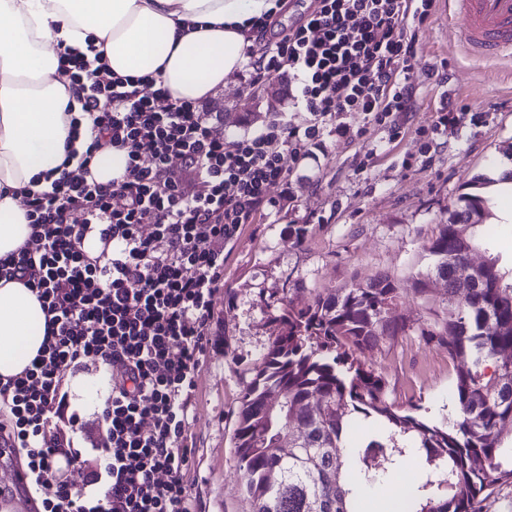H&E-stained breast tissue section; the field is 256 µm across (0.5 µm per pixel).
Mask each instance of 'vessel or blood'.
<instances>
[{
	"instance_id": "vessel-or-blood-1",
	"label": "vessel or blood",
	"mask_w": 512,
	"mask_h": 512,
	"mask_svg": "<svg viewBox=\"0 0 512 512\" xmlns=\"http://www.w3.org/2000/svg\"><path fill=\"white\" fill-rule=\"evenodd\" d=\"M459 40L472 56L512 60V0H448Z\"/></svg>"
}]
</instances>
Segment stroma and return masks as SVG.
I'll use <instances>...</instances> for the list:
<instances>
[{"mask_svg":"<svg viewBox=\"0 0 512 512\" xmlns=\"http://www.w3.org/2000/svg\"><path fill=\"white\" fill-rule=\"evenodd\" d=\"M447 15L446 0H436L417 28L416 104L399 137L380 127L358 135L363 116L350 115L354 136H325L323 150L301 161L294 175L295 201L246 225L225 262L218 317L194 392L187 482L195 512H249L234 429L240 398L275 337L270 315L281 298L304 303L386 274L403 289L395 315L428 318L408 287L412 276L433 265L427 247L438 225L447 222L466 181L494 176L512 159V64L469 57ZM248 77L236 71L212 98L224 112L226 139L259 131L277 112L297 124L307 120L290 99L286 78H278L280 93L270 98L249 88ZM446 97L460 121L421 154L420 132ZM292 225L308 227L304 244L291 237ZM363 360L384 375L389 401L418 405L419 416L434 424L455 417L448 353L417 331Z\"/></svg>","mask_w":512,"mask_h":512,"instance_id":"1","label":"stroma"}]
</instances>
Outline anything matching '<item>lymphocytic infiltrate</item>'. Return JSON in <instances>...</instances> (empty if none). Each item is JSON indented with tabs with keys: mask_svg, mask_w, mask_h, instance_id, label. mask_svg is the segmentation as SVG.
<instances>
[{
	"mask_svg": "<svg viewBox=\"0 0 512 512\" xmlns=\"http://www.w3.org/2000/svg\"><path fill=\"white\" fill-rule=\"evenodd\" d=\"M433 4L313 0L273 40L272 18L257 19L243 33L247 68L256 80L288 75L309 118L281 115L230 142L206 100L113 76L103 53L60 50L58 70L95 136L85 151L67 149L50 190H18L31 233L0 257V280L31 288L45 314L37 355L0 380V446L25 453L42 512H190L192 396L224 262L245 225L292 199L294 167L326 131L347 134L354 112L394 129L413 111L416 24ZM110 147L125 151L124 175L91 180L94 155ZM90 361L112 369L94 427L63 389ZM77 463L79 486L62 478Z\"/></svg>",
	"mask_w": 512,
	"mask_h": 512,
	"instance_id": "lymphocytic-infiltrate-1",
	"label": "lymphocytic infiltrate"
}]
</instances>
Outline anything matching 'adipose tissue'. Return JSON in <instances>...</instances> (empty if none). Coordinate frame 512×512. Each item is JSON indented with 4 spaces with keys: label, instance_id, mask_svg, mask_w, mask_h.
<instances>
[{
    "label": "adipose tissue",
    "instance_id": "adipose-tissue-1",
    "mask_svg": "<svg viewBox=\"0 0 512 512\" xmlns=\"http://www.w3.org/2000/svg\"><path fill=\"white\" fill-rule=\"evenodd\" d=\"M278 0H0V256L31 228L13 190L50 188L66 143L84 149L88 120L71 128L57 52L103 47L113 75H152L173 98L216 94L242 65V32ZM34 293L0 282V378L21 373L44 340Z\"/></svg>",
    "mask_w": 512,
    "mask_h": 512
}]
</instances>
